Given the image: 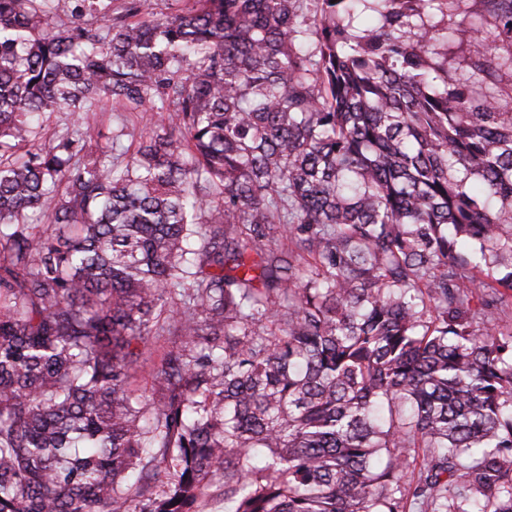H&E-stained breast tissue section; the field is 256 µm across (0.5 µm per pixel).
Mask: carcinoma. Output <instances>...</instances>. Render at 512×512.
Instances as JSON below:
<instances>
[{"label":"carcinoma","instance_id":"1","mask_svg":"<svg viewBox=\"0 0 512 512\" xmlns=\"http://www.w3.org/2000/svg\"><path fill=\"white\" fill-rule=\"evenodd\" d=\"M52 2L0 0V512H512V0L454 70L465 0ZM102 93L164 118L103 150ZM461 9L448 4V66L461 67L464 64L463 53L466 48L473 24L478 21L483 10L480 0H468Z\"/></svg>","mask_w":512,"mask_h":512}]
</instances>
